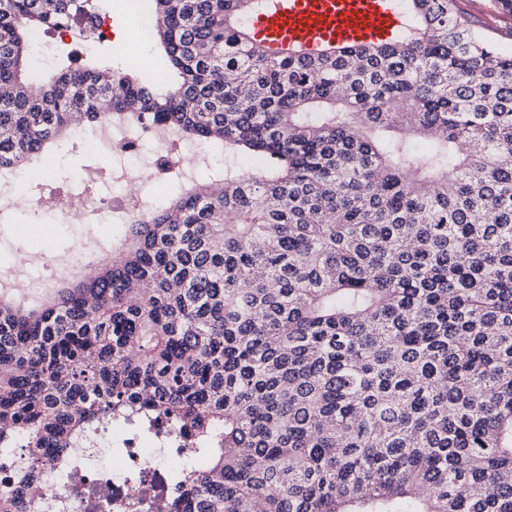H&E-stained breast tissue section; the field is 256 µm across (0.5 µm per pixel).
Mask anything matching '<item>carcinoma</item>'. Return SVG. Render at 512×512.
<instances>
[{
  "mask_svg": "<svg viewBox=\"0 0 512 512\" xmlns=\"http://www.w3.org/2000/svg\"><path fill=\"white\" fill-rule=\"evenodd\" d=\"M151 2L165 81L73 50L35 86L33 41L110 0H0V177L143 119L224 150L95 276L0 291V474L102 418L163 422L204 461L172 473L176 512H512V52L455 0H408L385 45L287 55L245 30L265 0ZM33 494L86 508L32 472L0 512Z\"/></svg>",
  "mask_w": 512,
  "mask_h": 512,
  "instance_id": "1",
  "label": "carcinoma"
}]
</instances>
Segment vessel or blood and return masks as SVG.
<instances>
[{"label": "vessel or blood", "mask_w": 512, "mask_h": 512, "mask_svg": "<svg viewBox=\"0 0 512 512\" xmlns=\"http://www.w3.org/2000/svg\"><path fill=\"white\" fill-rule=\"evenodd\" d=\"M402 25L393 0H272L253 22L257 39L279 51L377 46Z\"/></svg>", "instance_id": "obj_1"}]
</instances>
